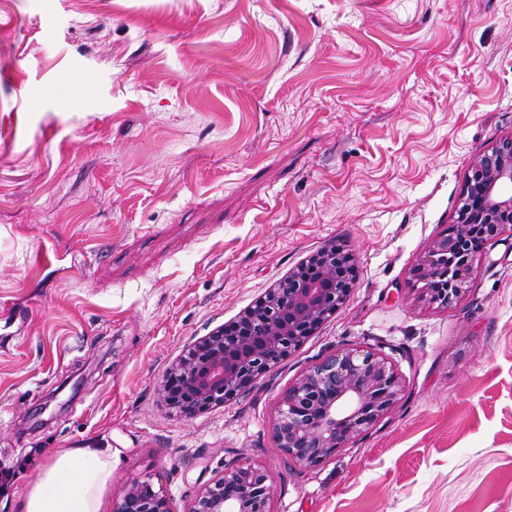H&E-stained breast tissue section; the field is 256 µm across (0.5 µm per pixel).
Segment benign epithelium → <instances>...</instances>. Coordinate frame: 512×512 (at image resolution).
Listing matches in <instances>:
<instances>
[{"instance_id":"obj_1","label":"benign epithelium","mask_w":512,"mask_h":512,"mask_svg":"<svg viewBox=\"0 0 512 512\" xmlns=\"http://www.w3.org/2000/svg\"><path fill=\"white\" fill-rule=\"evenodd\" d=\"M512 242V134L471 162L456 218L414 264L410 281L427 304L449 305L467 289L486 244ZM344 248L325 247L241 311L199 338L171 363L158 401L189 419L247 391L264 373L344 308L354 286ZM405 384L375 351L344 349L296 380L272 425L278 448L300 466L316 467L393 411ZM273 478L251 463L227 467L196 496L188 512H271ZM113 512H172L163 489L134 479Z\"/></svg>"}]
</instances>
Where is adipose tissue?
I'll use <instances>...</instances> for the list:
<instances>
[{
	"label": "adipose tissue",
	"mask_w": 512,
	"mask_h": 512,
	"mask_svg": "<svg viewBox=\"0 0 512 512\" xmlns=\"http://www.w3.org/2000/svg\"><path fill=\"white\" fill-rule=\"evenodd\" d=\"M112 474V452L80 448L57 452L39 483L26 495L23 512H99L100 492Z\"/></svg>",
	"instance_id": "1"
}]
</instances>
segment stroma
Instances as JSON below:
<instances>
[{
  "label": "stroma",
  "instance_id": "35a3bbf8",
  "mask_svg": "<svg viewBox=\"0 0 512 512\" xmlns=\"http://www.w3.org/2000/svg\"><path fill=\"white\" fill-rule=\"evenodd\" d=\"M511 133L512 0H0V512L85 447L112 451L99 512L135 478L188 512L245 461L273 512H512V246L448 307L409 284ZM332 244L345 308L223 405L160 407L172 361ZM359 346L405 396L300 468L279 401Z\"/></svg>",
  "mask_w": 512,
  "mask_h": 512
}]
</instances>
